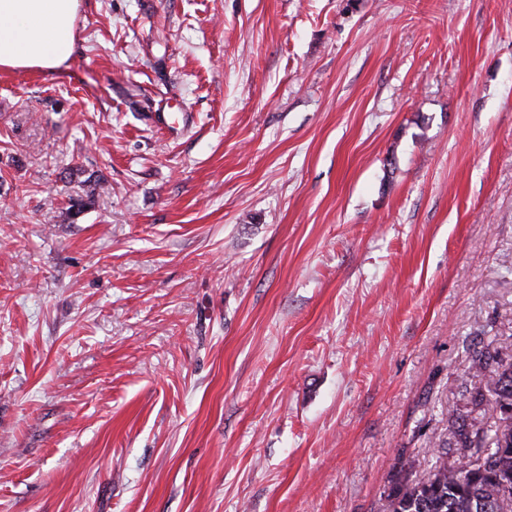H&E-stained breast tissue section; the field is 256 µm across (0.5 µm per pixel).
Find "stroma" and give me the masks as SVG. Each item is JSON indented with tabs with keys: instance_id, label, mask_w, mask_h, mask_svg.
<instances>
[{
	"instance_id": "35a3bbf8",
	"label": "stroma",
	"mask_w": 512,
	"mask_h": 512,
	"mask_svg": "<svg viewBox=\"0 0 512 512\" xmlns=\"http://www.w3.org/2000/svg\"><path fill=\"white\" fill-rule=\"evenodd\" d=\"M507 336L512 0H81L0 71V512H378Z\"/></svg>"
}]
</instances>
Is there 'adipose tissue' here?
I'll use <instances>...</instances> for the list:
<instances>
[{"label": "adipose tissue", "instance_id": "ef3b65f1", "mask_svg": "<svg viewBox=\"0 0 512 512\" xmlns=\"http://www.w3.org/2000/svg\"><path fill=\"white\" fill-rule=\"evenodd\" d=\"M81 0H0V69L53 70L71 56Z\"/></svg>", "mask_w": 512, "mask_h": 512}]
</instances>
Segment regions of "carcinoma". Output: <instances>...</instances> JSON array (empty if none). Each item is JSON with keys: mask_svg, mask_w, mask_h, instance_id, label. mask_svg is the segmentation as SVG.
<instances>
[{"mask_svg": "<svg viewBox=\"0 0 512 512\" xmlns=\"http://www.w3.org/2000/svg\"><path fill=\"white\" fill-rule=\"evenodd\" d=\"M491 411L492 429L480 417ZM512 340L473 347L448 406V441L433 444L425 479L401 460L387 489L388 512H512Z\"/></svg>", "mask_w": 512, "mask_h": 512, "instance_id": "cac0c4a2", "label": "carcinoma"}]
</instances>
